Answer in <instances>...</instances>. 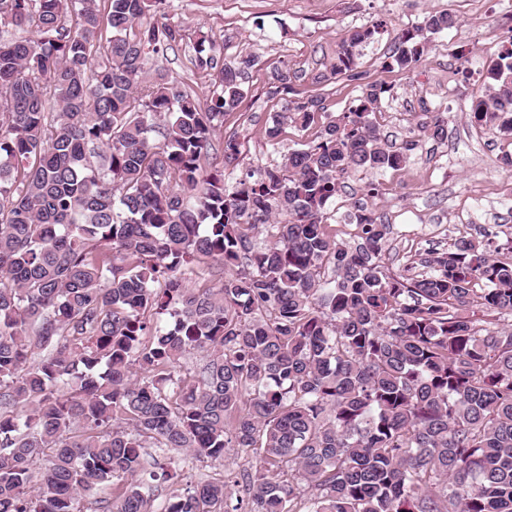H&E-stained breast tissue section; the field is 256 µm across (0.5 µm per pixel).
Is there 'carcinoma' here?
<instances>
[{
	"instance_id": "obj_1",
	"label": "carcinoma",
	"mask_w": 512,
	"mask_h": 512,
	"mask_svg": "<svg viewBox=\"0 0 512 512\" xmlns=\"http://www.w3.org/2000/svg\"><path fill=\"white\" fill-rule=\"evenodd\" d=\"M168 7L0 0L26 33L0 40V512H86L91 491L94 512H512V251L462 237L392 273L374 211L351 242L327 231L345 175L416 147L381 138L383 83L281 161L209 171L239 164L218 134L255 59L225 60ZM455 25L425 16L385 67ZM377 33L352 31L332 71L361 79ZM188 41L203 100L151 66ZM489 73L471 119L510 133L512 45ZM326 112L302 97L266 138ZM424 128L447 136L441 113ZM151 446L181 457L150 463ZM233 448L234 476L179 489Z\"/></svg>"
}]
</instances>
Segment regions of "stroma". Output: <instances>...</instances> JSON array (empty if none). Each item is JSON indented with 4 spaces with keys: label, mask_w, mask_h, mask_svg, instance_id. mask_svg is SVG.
Masks as SVG:
<instances>
[{
    "label": "stroma",
    "mask_w": 512,
    "mask_h": 512,
    "mask_svg": "<svg viewBox=\"0 0 512 512\" xmlns=\"http://www.w3.org/2000/svg\"><path fill=\"white\" fill-rule=\"evenodd\" d=\"M170 13L191 28L208 32L228 60L254 56L239 108L224 117L225 134L241 143L240 166L280 162L297 144L318 137L327 117L354 105L360 84L333 74L340 44L351 31L385 24L386 30L360 48L356 71L365 82L390 85L376 119L387 143L417 147L398 170L357 173L344 179L333 204L330 230L337 241L357 232L346 216L357 207L373 210L390 226L384 263L398 272L428 247L448 248L460 238L512 243V188L490 178L512 137L491 136L471 121L472 100L490 83L488 64L503 48L498 30L512 28V0H171ZM450 13L454 28L432 35L429 48L411 72L385 69L394 33L413 29L430 13ZM294 72L300 96L325 97L328 114L306 129L285 126L278 146L264 133L270 113L284 109L288 95L270 96L275 71ZM363 81V82H364ZM447 118V137L437 142L422 125L426 111ZM379 188L367 193L368 184Z\"/></svg>",
    "instance_id": "35a3bbf8"
}]
</instances>
